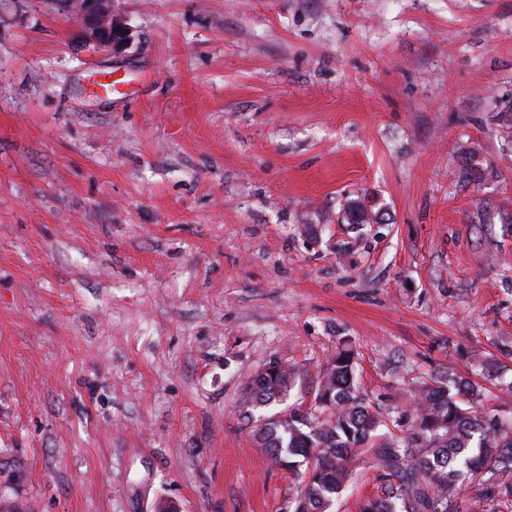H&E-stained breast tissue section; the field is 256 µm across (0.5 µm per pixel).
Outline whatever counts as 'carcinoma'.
I'll return each mask as SVG.
<instances>
[{
  "instance_id": "1",
  "label": "carcinoma",
  "mask_w": 512,
  "mask_h": 512,
  "mask_svg": "<svg viewBox=\"0 0 512 512\" xmlns=\"http://www.w3.org/2000/svg\"><path fill=\"white\" fill-rule=\"evenodd\" d=\"M346 206L349 224L370 223L364 201ZM355 350L341 341L315 395L317 411L255 416L294 387L296 368L278 364L245 388L241 409L253 440L271 462L299 479L289 512H330L371 452L379 490L362 512H496L512 498V421L475 409L483 387L463 378L432 377L414 384L409 410L383 408L354 381ZM473 489L468 497L462 488Z\"/></svg>"
}]
</instances>
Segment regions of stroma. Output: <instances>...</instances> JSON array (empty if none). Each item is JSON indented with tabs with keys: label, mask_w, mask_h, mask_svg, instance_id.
<instances>
[{
	"label": "stroma",
	"mask_w": 512,
	"mask_h": 512,
	"mask_svg": "<svg viewBox=\"0 0 512 512\" xmlns=\"http://www.w3.org/2000/svg\"><path fill=\"white\" fill-rule=\"evenodd\" d=\"M112 9L0 0V512H285L239 399L344 339L383 405L512 380V0ZM65 12L81 23L86 40L95 45L119 52L132 41L131 29L112 11V0H67Z\"/></svg>",
	"instance_id": "stroma-1"
}]
</instances>
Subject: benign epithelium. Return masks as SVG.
<instances>
[{
    "instance_id": "obj_1",
    "label": "benign epithelium",
    "mask_w": 512,
    "mask_h": 512,
    "mask_svg": "<svg viewBox=\"0 0 512 512\" xmlns=\"http://www.w3.org/2000/svg\"><path fill=\"white\" fill-rule=\"evenodd\" d=\"M65 12L81 23L91 43L119 52L132 41L131 29L112 11V0H67Z\"/></svg>"
}]
</instances>
